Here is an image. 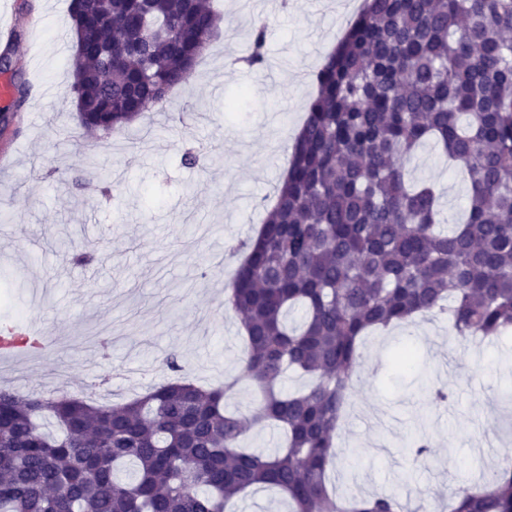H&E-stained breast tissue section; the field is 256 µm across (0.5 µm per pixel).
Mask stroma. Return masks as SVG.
I'll use <instances>...</instances> for the list:
<instances>
[{
    "label": "stroma",
    "instance_id": "1",
    "mask_svg": "<svg viewBox=\"0 0 512 512\" xmlns=\"http://www.w3.org/2000/svg\"><path fill=\"white\" fill-rule=\"evenodd\" d=\"M361 0H213L223 18L189 85L174 88L170 106L152 110L125 132L89 144L64 92L71 82L69 0H0L11 38L10 82L26 85L22 109L0 129V325H36L49 343L38 358L0 365V383L49 389L64 368L63 391L93 393L109 366L121 368L112 400L144 394L169 377L163 363L177 352L189 379L212 389L237 379L227 402L248 412L260 398L242 372L240 320L224 296L237 258H224L227 240H247L263 224L265 201L280 182L286 148L317 92L314 74L355 17ZM272 24L261 70H228L257 20ZM209 149L220 165L186 167L188 149ZM93 154L110 175L64 186L67 171ZM408 178L431 179L444 192V210L457 219L467 189L440 153L422 149ZM96 251L84 268L66 265L57 239ZM112 338V360L93 347ZM412 342L409 369L390 351ZM351 406L336 434L344 460L329 470L337 493L401 495L418 490L443 512L449 495L480 468L512 448V338L481 347L458 341L447 321L418 318L363 341ZM454 392L450 404L430 403V390ZM425 435L432 462L419 465L407 443Z\"/></svg>",
    "mask_w": 512,
    "mask_h": 512
}]
</instances>
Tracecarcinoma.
I'll list each match as a JSON object with an SVG mask.
<instances>
[{"label": "carcinoma", "mask_w": 512, "mask_h": 512, "mask_svg": "<svg viewBox=\"0 0 512 512\" xmlns=\"http://www.w3.org/2000/svg\"><path fill=\"white\" fill-rule=\"evenodd\" d=\"M69 15L68 94L102 137L188 85L218 24L203 0H70ZM267 36L254 26L249 65L265 63ZM315 81L287 179L257 236L230 245L245 257L226 304L258 406L227 410L234 380L106 405L0 387V512H225L258 488L292 512H430L424 498L334 497L326 476L368 330L429 314L465 341L512 331V0H365ZM427 144L467 175L468 207L447 230L436 185L405 178ZM289 371L309 384L283 392ZM263 423L281 448L242 447ZM408 452L424 463L429 439ZM448 512H512V454Z\"/></svg>", "instance_id": "cac0c4a2"}]
</instances>
